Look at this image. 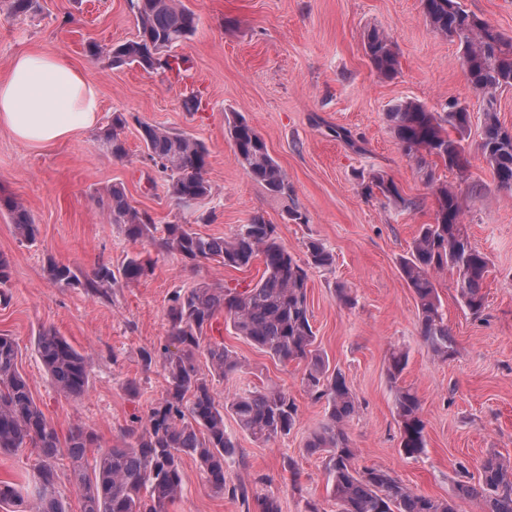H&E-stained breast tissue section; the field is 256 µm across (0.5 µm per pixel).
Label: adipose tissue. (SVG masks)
I'll return each instance as SVG.
<instances>
[{
  "instance_id": "adipose-tissue-1",
  "label": "adipose tissue",
  "mask_w": 512,
  "mask_h": 512,
  "mask_svg": "<svg viewBox=\"0 0 512 512\" xmlns=\"http://www.w3.org/2000/svg\"><path fill=\"white\" fill-rule=\"evenodd\" d=\"M100 116L96 84L60 54L19 52L0 78V130L28 147L93 132Z\"/></svg>"
}]
</instances>
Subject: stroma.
<instances>
[{
    "instance_id": "stroma-1",
    "label": "stroma",
    "mask_w": 512,
    "mask_h": 512,
    "mask_svg": "<svg viewBox=\"0 0 512 512\" xmlns=\"http://www.w3.org/2000/svg\"><path fill=\"white\" fill-rule=\"evenodd\" d=\"M198 16L189 41L177 54L190 59V84L136 65L111 67L112 47L132 40L136 22L130 0H38L35 11L14 14L11 0H0V74L15 53L42 49L63 54L97 84L102 124L113 113L133 120L123 138L128 156L118 160L94 132L43 148H31L0 130V197H13L28 209L39 233L20 240L6 211H0V254L10 262L7 301H0V334L18 345L17 365L33 397L59 436L79 423L95 436L94 450L119 443L134 418L164 395L167 381L159 367L145 366L143 351L165 342L167 308L173 292L200 283L244 288L259 280L261 262L235 270L209 260L192 264L169 255L158 258L139 282L119 283L108 296L80 287H62L46 274L48 260L91 273L99 261L119 264L131 253L152 254L132 242L107 218L108 190L117 183L132 203L156 223L191 222L194 232L228 236L253 216L276 227L282 244L303 257L308 240L330 249L335 262L309 272L308 301L316 345L340 370L359 401L346 424L358 466L390 471L413 491L447 498L462 471L476 473L489 451L512 455V195L468 185H489L492 175L478 149L479 101L460 66L455 42L427 22L421 0H183ZM389 33L398 48L399 71L379 78L364 54L367 32ZM97 44L99 57L88 54ZM200 99L198 111L182 106L188 93ZM414 99L444 111L448 101L467 104L473 127L467 139L469 182L436 167L440 181L463 193V225L472 245L486 253L491 271L485 282L486 308L469 314L459 303L448 273L436 286L457 351L441 362L423 346L414 294L400 273L421 225L432 223L436 198L413 162L399 149L385 114L399 100ZM241 113L264 139L288 176V195H271L237 165L226 129ZM183 131L209 150L205 178L210 195L195 209L172 202L140 141L138 121ZM348 131L350 140L339 138ZM383 174L392 179L408 208L381 196L362 195L359 178ZM307 223L290 221L288 209ZM212 213L195 223L196 212ZM356 294L355 307H343L337 285ZM54 329L91 361L87 393L59 395L35 349L42 329ZM241 360V371L214 381L217 400L273 385L293 398L298 418L289 434L262 442L239 433L238 461L225 477L245 479L251 494L278 501L281 512H336L319 455L308 454L309 433L324 420L326 405L312 400L301 382L302 367L278 362L238 336L223 316L207 331ZM408 351L398 383L387 376L392 348ZM137 380L138 394L126 389ZM412 387L421 403L427 448L412 458L399 448L394 409L396 385ZM300 472L291 483V469ZM184 492L170 512H245L241 501L211 497L191 457L182 460Z\"/></svg>"
}]
</instances>
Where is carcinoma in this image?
<instances>
[{
  "instance_id": "cac0c4a2",
  "label": "carcinoma",
  "mask_w": 512,
  "mask_h": 512,
  "mask_svg": "<svg viewBox=\"0 0 512 512\" xmlns=\"http://www.w3.org/2000/svg\"><path fill=\"white\" fill-rule=\"evenodd\" d=\"M423 13L439 34L458 42L460 64L473 95L482 105L479 149L490 169L496 190L512 192V135L497 115L498 97L512 90V37L485 19L468 12L461 0H421ZM137 22L135 39L112 49L110 65L136 63L145 70L168 72L179 66L189 70L188 58L172 50L190 39L198 16L182 0H133ZM365 54L381 79L393 78L399 69L396 43L373 29L364 42ZM403 154L432 187L437 208L434 222L425 224L413 240L408 255L400 260L401 276L417 300L420 337L432 355L446 361L456 353V341L448 327L433 274L452 275L458 299L472 315L486 308L483 285L490 272L489 257L471 245L462 227L463 203L458 189L438 182L432 163L439 161L459 175L467 172L465 141L471 129V113L458 101L445 113L431 112L414 100H401L385 113ZM128 118L112 113L104 131L105 143L116 159L127 157L123 130ZM139 136L169 197L183 207L210 194L205 179L208 149L191 136L146 121H137ZM227 134L235 160L254 181L270 193H288V176L271 156L265 141L247 119L237 114L228 122ZM367 196L376 193L404 207L409 203L394 181L374 175L361 183ZM107 212L133 242H148L158 256L176 254L190 263L220 259L227 268L243 269L259 258L261 278L246 288L200 284L178 289L167 309L169 335L164 344L146 351V366L159 365L167 389L162 399L136 425L125 430L123 441L93 458L87 448L94 436L84 426H73L65 441L37 406L27 381L17 369V345L0 335V452L32 448L39 458L38 483L30 492L26 512H67L53 469V460L66 448L72 462L70 481L81 499V512H169V505L183 493L181 459L194 457L215 497L239 499L246 512H280L277 500L250 497L240 480L229 484L224 466L238 454L236 434L225 426L231 415L243 433L261 441L288 434L297 418V405L276 387L246 390L220 403L211 379L227 378L242 362L222 342L205 341L212 320L219 313L230 320L236 334L269 357L293 361L303 367L302 383L313 399L325 401L326 419L308 436L305 450L324 456L327 487L336 512H460L469 502L478 512H512V457L492 451L480 464L478 477L457 483L455 497L439 499L418 494L389 471L358 467L357 449L345 431L347 420L359 407L339 371H330L325 357L315 348L316 335L308 302V270L333 265L334 256L318 240L306 244L305 258L298 259L280 243L276 227L255 216L236 233L224 238L201 236L186 224L157 227L152 216L132 205L123 186L108 193ZM10 216L15 234L33 241L37 227L24 205L0 198V210ZM153 261L140 253L126 255L121 265L100 262L92 274L79 277L68 265L48 262L49 279L61 286L79 285L92 295L105 296L113 284L135 283L152 270ZM37 355L57 392L79 398L87 390L90 358L77 351L53 329L36 339ZM205 357L207 371L199 358ZM409 353L395 349L388 358L390 382L401 377ZM395 409L400 420V448L417 457L426 448L425 423L420 401L410 388H398Z\"/></svg>"
}]
</instances>
